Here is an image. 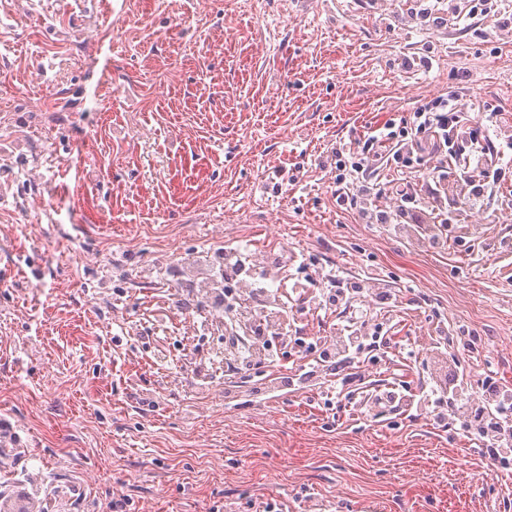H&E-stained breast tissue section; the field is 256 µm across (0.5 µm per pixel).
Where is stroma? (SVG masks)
I'll return each instance as SVG.
<instances>
[{
  "label": "stroma",
  "mask_w": 512,
  "mask_h": 512,
  "mask_svg": "<svg viewBox=\"0 0 512 512\" xmlns=\"http://www.w3.org/2000/svg\"><path fill=\"white\" fill-rule=\"evenodd\" d=\"M455 92L512 135V32L416 0H0V435L17 507L512 512L447 420H378L301 362L224 381V317L182 255L274 251L391 297L367 385L512 387V207L439 248L336 202L337 145ZM380 272V283L367 272ZM464 327L476 351L438 346Z\"/></svg>",
  "instance_id": "35a3bbf8"
}]
</instances>
